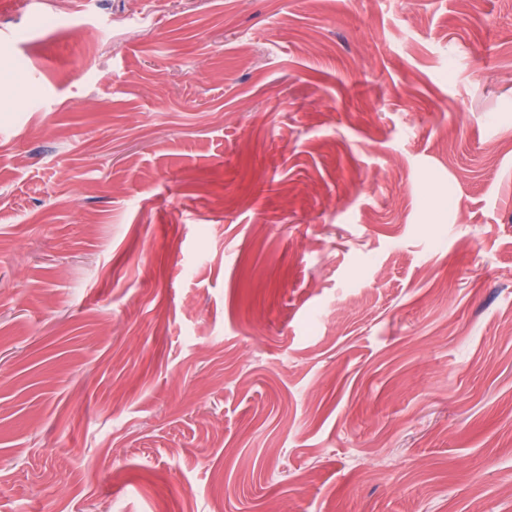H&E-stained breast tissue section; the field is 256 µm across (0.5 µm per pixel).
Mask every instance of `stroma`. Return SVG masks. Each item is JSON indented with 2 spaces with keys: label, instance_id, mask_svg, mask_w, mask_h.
<instances>
[{
  "label": "stroma",
  "instance_id": "obj_1",
  "mask_svg": "<svg viewBox=\"0 0 512 512\" xmlns=\"http://www.w3.org/2000/svg\"><path fill=\"white\" fill-rule=\"evenodd\" d=\"M218 504L512 512V0H0V512Z\"/></svg>",
  "mask_w": 512,
  "mask_h": 512
}]
</instances>
